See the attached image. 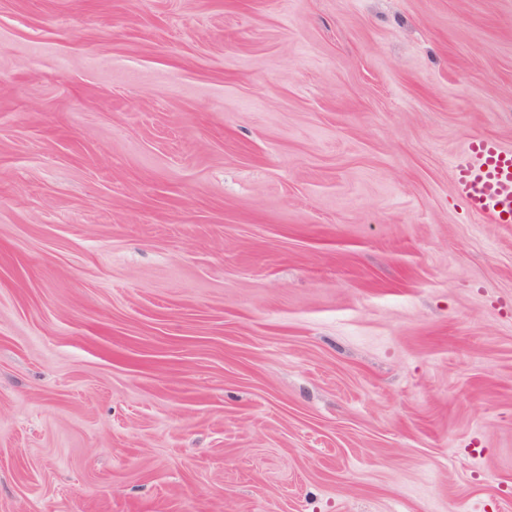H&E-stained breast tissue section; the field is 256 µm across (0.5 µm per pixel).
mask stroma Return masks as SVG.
<instances>
[{
  "instance_id": "stroma-1",
  "label": "stroma",
  "mask_w": 512,
  "mask_h": 512,
  "mask_svg": "<svg viewBox=\"0 0 512 512\" xmlns=\"http://www.w3.org/2000/svg\"><path fill=\"white\" fill-rule=\"evenodd\" d=\"M512 0H0V512H512ZM471 160L454 171V188L468 208L493 224L512 221V152L494 140L476 138L468 150Z\"/></svg>"
}]
</instances>
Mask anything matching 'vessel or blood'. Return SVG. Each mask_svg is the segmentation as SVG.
<instances>
[{
  "label": "vessel or blood",
  "instance_id": "obj_1",
  "mask_svg": "<svg viewBox=\"0 0 512 512\" xmlns=\"http://www.w3.org/2000/svg\"><path fill=\"white\" fill-rule=\"evenodd\" d=\"M469 158L455 167L454 188L468 208L494 224L512 222V152L477 138Z\"/></svg>",
  "mask_w": 512,
  "mask_h": 512
}]
</instances>
